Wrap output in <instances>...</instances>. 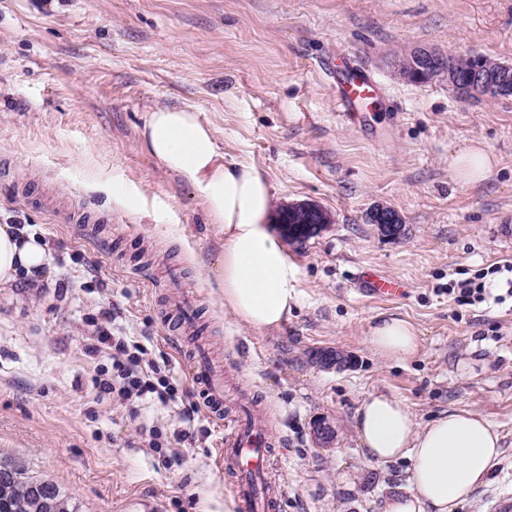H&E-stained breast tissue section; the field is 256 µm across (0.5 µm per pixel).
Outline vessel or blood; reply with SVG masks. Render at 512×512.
Masks as SVG:
<instances>
[{
    "instance_id": "b4317fda",
    "label": "vessel or blood",
    "mask_w": 512,
    "mask_h": 512,
    "mask_svg": "<svg viewBox=\"0 0 512 512\" xmlns=\"http://www.w3.org/2000/svg\"><path fill=\"white\" fill-rule=\"evenodd\" d=\"M332 93L344 121H353L360 103L372 99L376 92L374 79L361 70L329 73ZM362 296L382 299L401 298L406 288L397 280L366 269L356 275ZM193 386L208 414L224 418V369L214 364L204 348H197L189 359ZM224 438L218 450L220 467L232 470L238 479L236 506L239 512H254L256 495L254 479L266 477L273 467L271 441L261 427L241 428L237 420H225Z\"/></svg>"
}]
</instances>
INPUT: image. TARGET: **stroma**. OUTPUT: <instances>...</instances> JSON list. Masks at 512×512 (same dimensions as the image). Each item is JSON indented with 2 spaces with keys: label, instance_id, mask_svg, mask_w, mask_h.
<instances>
[{
  "label": "stroma",
  "instance_id": "35a3bbf8",
  "mask_svg": "<svg viewBox=\"0 0 512 512\" xmlns=\"http://www.w3.org/2000/svg\"><path fill=\"white\" fill-rule=\"evenodd\" d=\"M415 47L512 64V0H0V225L50 246L42 287L0 288V457L55 484L75 512H236L215 463L224 426L206 412L180 456L140 446L139 424L172 441L196 402L184 365L203 343L276 440L272 512H382L406 485L408 460L376 466L360 453L353 415L377 391L423 421L463 408L499 426L495 476L458 510L494 512L512 494V307L458 308L446 287L512 261V97L398 79L395 57ZM324 59L370 73L378 107L340 123ZM159 106L195 110L220 162L254 165L274 206L329 214L288 246L298 299L279 327L225 310L223 233L192 182L140 146ZM474 142L498 164L462 185L448 158ZM378 206L399 214L398 235L370 223ZM58 211L74 222L54 223ZM364 268L404 280L408 294L362 297L352 277ZM184 292L197 298L194 334L163 313ZM110 307L132 341L167 354L171 406L134 416L97 397L92 379L109 359L89 356L83 336ZM388 315L419 332L406 362L367 343ZM327 350L341 365L318 362ZM321 419L336 427L326 446Z\"/></svg>",
  "mask_w": 512,
  "mask_h": 512
}]
</instances>
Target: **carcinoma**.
Here are the masks:
<instances>
[{
  "mask_svg": "<svg viewBox=\"0 0 512 512\" xmlns=\"http://www.w3.org/2000/svg\"><path fill=\"white\" fill-rule=\"evenodd\" d=\"M438 57L455 73L456 78L448 80V86L461 97L467 76L476 68H498L497 62L483 55L440 53ZM305 213L300 207L288 212V240L308 239L318 231L314 225L303 223ZM0 512H74V507L53 483L26 476L19 461L0 458Z\"/></svg>",
  "mask_w": 512,
  "mask_h": 512,
  "instance_id": "cac0c4a2",
  "label": "carcinoma"
}]
</instances>
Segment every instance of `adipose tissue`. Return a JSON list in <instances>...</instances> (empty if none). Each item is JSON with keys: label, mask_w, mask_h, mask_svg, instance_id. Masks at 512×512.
<instances>
[{"label": "adipose tissue", "mask_w": 512, "mask_h": 512, "mask_svg": "<svg viewBox=\"0 0 512 512\" xmlns=\"http://www.w3.org/2000/svg\"><path fill=\"white\" fill-rule=\"evenodd\" d=\"M141 143L166 170L192 181L223 232L225 309L256 329L280 326L297 301L296 269L271 228L272 192L264 175L248 163H219L214 130L189 109H154ZM495 163L476 143L453 155L448 167L468 185ZM46 260L47 246L34 235L0 226V287L34 275ZM368 344L384 361L404 362L418 353L419 332L406 319L386 316L373 326ZM354 426L369 462H411L406 486L385 498L384 512H457L490 482L502 456L499 428L479 413L448 410L421 422L388 393L368 395Z\"/></svg>", "instance_id": "adipose-tissue-1"}]
</instances>
